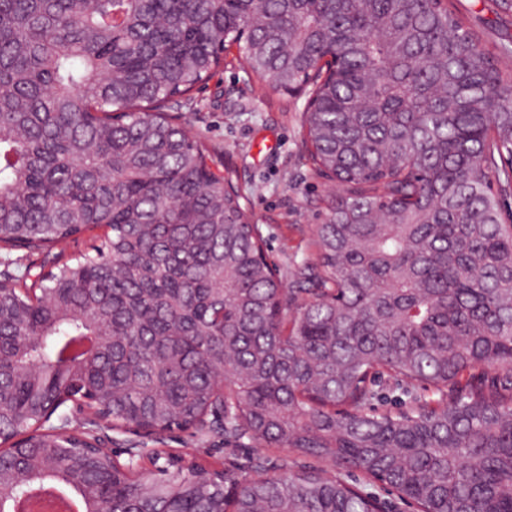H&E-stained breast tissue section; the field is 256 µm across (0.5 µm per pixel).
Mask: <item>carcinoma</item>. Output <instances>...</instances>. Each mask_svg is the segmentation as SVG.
Returning a JSON list of instances; mask_svg holds the SVG:
<instances>
[{"label":"carcinoma","mask_w":512,"mask_h":512,"mask_svg":"<svg viewBox=\"0 0 512 512\" xmlns=\"http://www.w3.org/2000/svg\"><path fill=\"white\" fill-rule=\"evenodd\" d=\"M238 45L309 88L337 183L312 298L288 313L261 229L165 104ZM512 46L449 0H0V249L92 252L0 284V438L32 433L79 512H512ZM407 384L373 407L379 379ZM331 471L159 472L40 432L50 401L112 428H204ZM346 479L349 482H356L358 485L364 489L366 492L372 493L376 496H379L381 499H384L389 503L388 510L390 512H410L409 507L403 504L401 501L397 500L395 495L392 494L387 488L379 483H369L366 482L363 477L357 472H350Z\"/></svg>","instance_id":"cac0c4a2"}]
</instances>
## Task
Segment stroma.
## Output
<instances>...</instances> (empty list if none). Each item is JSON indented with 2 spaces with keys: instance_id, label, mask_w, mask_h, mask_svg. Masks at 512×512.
<instances>
[{
  "instance_id": "1",
  "label": "stroma",
  "mask_w": 512,
  "mask_h": 512,
  "mask_svg": "<svg viewBox=\"0 0 512 512\" xmlns=\"http://www.w3.org/2000/svg\"><path fill=\"white\" fill-rule=\"evenodd\" d=\"M487 47L512 42V16L496 0H454ZM238 49L225 53L218 71L193 100L169 105L173 123L212 149L216 171L232 168L245 189L247 205L261 228L266 254L288 288L302 287L301 273L317 256L315 228L326 219L324 200L333 188L305 158L302 119L308 95H290L258 81L237 61ZM185 464H220L237 473L274 474L281 468L316 467L312 457L223 434L174 430L163 435Z\"/></svg>"
}]
</instances>
